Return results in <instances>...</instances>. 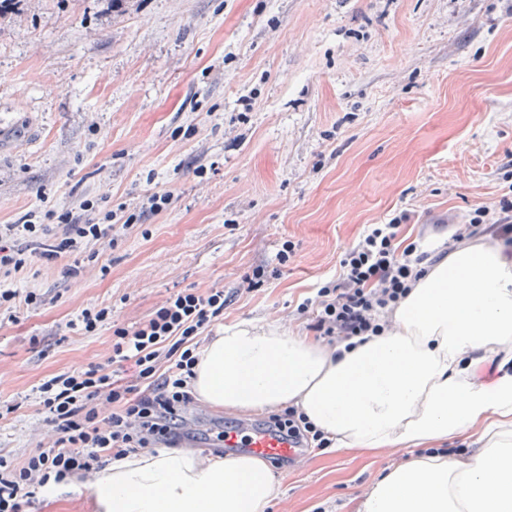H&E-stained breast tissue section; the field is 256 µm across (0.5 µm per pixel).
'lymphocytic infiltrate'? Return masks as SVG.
Returning a JSON list of instances; mask_svg holds the SVG:
<instances>
[{"label":"lymphocytic infiltrate","mask_w":512,"mask_h":512,"mask_svg":"<svg viewBox=\"0 0 512 512\" xmlns=\"http://www.w3.org/2000/svg\"><path fill=\"white\" fill-rule=\"evenodd\" d=\"M85 220L71 212L47 211L43 224L0 225V271L18 273L27 265V252L17 236L39 241L52 228L61 235L45 246L43 255L79 250L108 238L111 209L83 201ZM400 214L384 224L368 225L340 262L336 279L323 283L315 297L297 307L310 315V330L331 341L369 336L381 331L380 316L394 309L413 282L439 259L438 253L402 243ZM496 221L497 233L512 247V198L502 197L495 207H476L468 223L453 235L460 242L476 236L481 224ZM223 289L184 290L170 295L138 327H115L112 354L106 362L78 368L45 380L38 388L39 404L56 439L23 461L0 454V512H24L38 494L68 485L72 479L97 472L106 456L121 457L143 449L180 442L182 414L193 401L189 382L196 363L197 339L224 314ZM132 363L134 382H122L117 368ZM111 405L101 416V405ZM267 424L303 447L325 448L324 435L296 408L271 414Z\"/></svg>","instance_id":"obj_1"}]
</instances>
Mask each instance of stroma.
I'll return each instance as SVG.
<instances>
[{
    "label": "stroma",
    "instance_id": "stroma-1",
    "mask_svg": "<svg viewBox=\"0 0 512 512\" xmlns=\"http://www.w3.org/2000/svg\"><path fill=\"white\" fill-rule=\"evenodd\" d=\"M512 190V0H17L0 16V224L111 195L159 215L33 257L0 316V452L47 437L37 389L105 362L112 327L174 292L223 289L213 334L242 323L306 335L298 305L336 278L368 225L445 244ZM77 275H69V268ZM280 268L252 291L244 277ZM112 324L70 328L87 307ZM409 451L309 449L272 467L269 512H352ZM36 512H95L76 481ZM171 200L170 192H152L145 196V202L140 207L139 214L132 213L124 221V223L140 219L145 215L154 214L155 212L163 209ZM42 303L41 296L33 291H26L22 294L17 288L0 289V310L2 305H7V310L17 308H35Z\"/></svg>",
    "mask_w": 512,
    "mask_h": 512
}]
</instances>
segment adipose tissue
I'll return each instance as SVG.
<instances>
[{
	"label": "adipose tissue",
	"instance_id": "ef3b65f1",
	"mask_svg": "<svg viewBox=\"0 0 512 512\" xmlns=\"http://www.w3.org/2000/svg\"><path fill=\"white\" fill-rule=\"evenodd\" d=\"M496 364L492 382L476 368ZM206 404L263 412L293 404L336 449H417L354 512H512V255L462 242L416 282L380 335L335 352L252 324L197 351ZM469 437L471 452L439 451ZM90 487L97 512H267L274 481L249 454L164 448L109 460Z\"/></svg>",
	"mask_w": 512,
	"mask_h": 512
}]
</instances>
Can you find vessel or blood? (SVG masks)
Listing matches in <instances>:
<instances>
[{
	"instance_id": "b4317fda",
	"label": "vessel or blood",
	"mask_w": 512,
	"mask_h": 512,
	"mask_svg": "<svg viewBox=\"0 0 512 512\" xmlns=\"http://www.w3.org/2000/svg\"><path fill=\"white\" fill-rule=\"evenodd\" d=\"M220 446L230 455L245 450L269 460L284 458L297 461L305 456L301 448L260 423L226 424Z\"/></svg>"
}]
</instances>
